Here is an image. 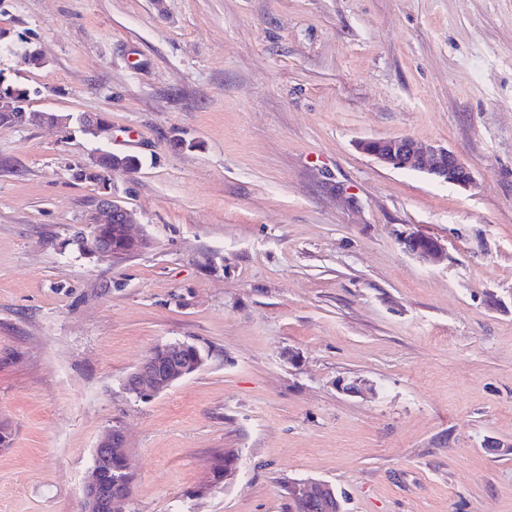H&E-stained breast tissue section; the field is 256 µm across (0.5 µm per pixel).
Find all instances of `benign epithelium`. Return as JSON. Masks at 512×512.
<instances>
[{"label":"benign epithelium","instance_id":"obj_1","mask_svg":"<svg viewBox=\"0 0 512 512\" xmlns=\"http://www.w3.org/2000/svg\"><path fill=\"white\" fill-rule=\"evenodd\" d=\"M20 111L25 123L59 125V121L46 113L31 109L27 101L20 103ZM358 149L384 165L416 171L439 183L461 188H469L474 184L471 168L455 151L438 142L421 141L410 136L371 138L360 141ZM98 214L125 225L129 235L136 241L138 249L146 250L151 246L152 240L140 228L135 213L115 200L113 195L105 194L100 197ZM400 241L406 252L427 264H439L447 256V248L435 237L409 232L402 235ZM154 358L153 354L146 357L125 379V383L130 387L151 397L159 394L162 388ZM114 444V436L109 432L103 434L98 441L92 455V467L83 484L80 501L82 512H104L106 508V502L98 492L93 473L102 461L109 458L110 448ZM318 485V480L302 481L296 483V490L304 498L313 500L316 503L315 509L325 512L329 509L328 504L324 499L315 497Z\"/></svg>","mask_w":512,"mask_h":512}]
</instances>
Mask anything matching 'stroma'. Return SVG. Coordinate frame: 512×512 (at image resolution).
Segmentation results:
<instances>
[{
  "instance_id": "obj_1",
  "label": "stroma",
  "mask_w": 512,
  "mask_h": 512,
  "mask_svg": "<svg viewBox=\"0 0 512 512\" xmlns=\"http://www.w3.org/2000/svg\"><path fill=\"white\" fill-rule=\"evenodd\" d=\"M0 42L34 110L112 127L0 126V512H78L113 428L126 512H289L305 478L345 512H512V0H0ZM398 135L474 186L356 147ZM99 149L142 160L124 260L70 245L98 191L66 165ZM175 340L204 367L130 398ZM358 149L384 165L416 171L439 183L461 188L474 184L471 168L455 151L438 142L410 136L371 138L360 141ZM400 241L406 252L427 264H439L447 256V248L435 237L409 232L402 235ZM154 358L155 355L151 353L126 376L125 383L134 389L125 386V390L135 399H145L140 397L138 393H135V390L142 395L151 397L159 394L161 391L162 385L159 383Z\"/></svg>"
}]
</instances>
